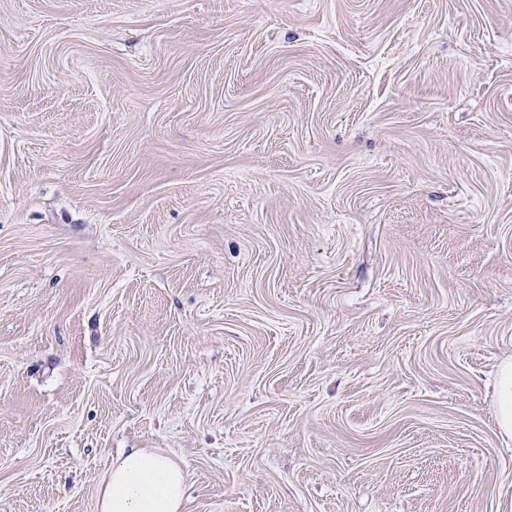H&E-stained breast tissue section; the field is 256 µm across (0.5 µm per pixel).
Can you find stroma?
<instances>
[{
	"label": "stroma",
	"mask_w": 512,
	"mask_h": 512,
	"mask_svg": "<svg viewBox=\"0 0 512 512\" xmlns=\"http://www.w3.org/2000/svg\"><path fill=\"white\" fill-rule=\"evenodd\" d=\"M512 0H0V512H512ZM498 426L506 438L512 437V362H503L498 369ZM186 473L171 457L130 448L112 461L98 493L100 512H183Z\"/></svg>",
	"instance_id": "1"
}]
</instances>
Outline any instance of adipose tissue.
<instances>
[{"label":"adipose tissue","instance_id":"obj_1","mask_svg":"<svg viewBox=\"0 0 512 512\" xmlns=\"http://www.w3.org/2000/svg\"><path fill=\"white\" fill-rule=\"evenodd\" d=\"M186 473L171 457L132 448L112 461L98 493L99 512H183Z\"/></svg>","mask_w":512,"mask_h":512}]
</instances>
